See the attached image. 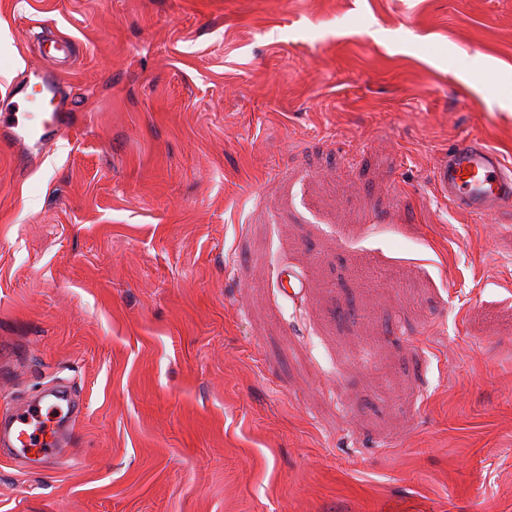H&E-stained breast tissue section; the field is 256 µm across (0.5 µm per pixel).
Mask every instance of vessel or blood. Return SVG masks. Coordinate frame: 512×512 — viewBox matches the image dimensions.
Here are the masks:
<instances>
[{"label": "vessel or blood", "instance_id": "vessel-or-blood-1", "mask_svg": "<svg viewBox=\"0 0 512 512\" xmlns=\"http://www.w3.org/2000/svg\"><path fill=\"white\" fill-rule=\"evenodd\" d=\"M23 100V109L0 114V142L16 145L18 161L27 164L47 153L65 134L66 114L61 109L57 73L40 72L35 81L25 82ZM435 184L439 194L465 214L484 216L512 209V167L501 153L477 139L457 141L437 166ZM49 403L69 406L73 397L61 386L35 396L21 410L0 419V441L14 456H25L30 448L47 461L56 456L47 432L30 426L33 414Z\"/></svg>", "mask_w": 512, "mask_h": 512}]
</instances>
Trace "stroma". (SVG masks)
<instances>
[{
  "label": "stroma",
  "mask_w": 512,
  "mask_h": 512,
  "mask_svg": "<svg viewBox=\"0 0 512 512\" xmlns=\"http://www.w3.org/2000/svg\"><path fill=\"white\" fill-rule=\"evenodd\" d=\"M62 63L68 132L0 143V414L54 384L0 512H512V0H0V113ZM301 288H286L284 272ZM434 179L438 193L459 212L484 216L512 209V170L501 153L480 140L457 141Z\"/></svg>",
  "instance_id": "obj_1"
}]
</instances>
